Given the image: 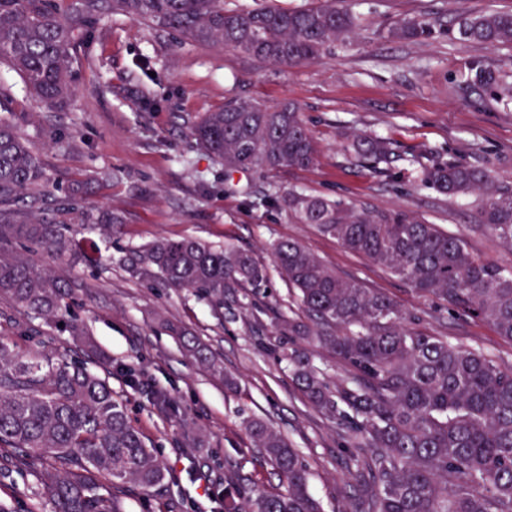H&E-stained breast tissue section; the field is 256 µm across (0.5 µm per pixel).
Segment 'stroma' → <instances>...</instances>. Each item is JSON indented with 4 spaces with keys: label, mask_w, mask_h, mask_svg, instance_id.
I'll return each instance as SVG.
<instances>
[{
    "label": "stroma",
    "mask_w": 512,
    "mask_h": 512,
    "mask_svg": "<svg viewBox=\"0 0 512 512\" xmlns=\"http://www.w3.org/2000/svg\"><path fill=\"white\" fill-rule=\"evenodd\" d=\"M358 26L346 43L313 63L279 67L221 45L175 43L167 31L116 14L95 25L80 58V79L62 108L33 100L18 75L0 66V119L13 122L40 157L52 183L85 201L93 214L122 222L106 239L73 214H60L80 244L95 242L94 264L58 262L70 301L97 345L91 364L109 376L129 416L162 455L164 485L149 494L120 490L125 512H221L226 481L259 488L279 483L255 448L243 415L278 429L311 467L310 485L325 512H343L354 489L335 427L309 403L279 364L275 317L294 299L271 274L268 289L237 320L210 297L169 290L135 278L127 252L157 237L231 243L270 264L272 244L289 239L334 268L393 299L413 328L476 347L512 364V342L450 303L424 297L388 269L349 252L286 207L256 204L268 187L340 198L356 206L403 212L462 236L478 258L512 271V248L477 222L480 195L451 198L420 186L428 156L486 168L496 185L512 187V100L472 82L474 67L512 85V47L456 37L393 41L387 28L405 18L432 17L450 27L463 16L512 11V0H351ZM152 61L150 74L136 66ZM233 96L268 107L297 103L318 146L314 165L239 175L251 194L228 192L220 168L191 137L204 112ZM155 101L147 111L143 101ZM369 132L412 149L416 162L371 169L341 149L342 133ZM204 343L238 382L227 389L182 346L171 326ZM141 367L129 383L121 367Z\"/></svg>",
    "instance_id": "obj_1"
}]
</instances>
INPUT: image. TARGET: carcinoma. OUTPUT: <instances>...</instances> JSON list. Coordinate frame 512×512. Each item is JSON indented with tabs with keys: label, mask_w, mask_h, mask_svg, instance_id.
I'll return each mask as SVG.
<instances>
[{
	"label": "carcinoma",
	"mask_w": 512,
	"mask_h": 512,
	"mask_svg": "<svg viewBox=\"0 0 512 512\" xmlns=\"http://www.w3.org/2000/svg\"><path fill=\"white\" fill-rule=\"evenodd\" d=\"M120 13L196 43L220 44L274 65L318 59L357 27L345 0L302 9L239 12L224 0H0V64H7L43 104L61 107L74 91L78 48L91 28ZM437 22L402 19L387 38L415 40ZM456 33L491 47L512 46V11L462 17ZM190 133L224 169L237 173L309 167L318 148L298 105L267 107L240 98L205 112ZM344 149L370 168L396 158L376 135H350ZM420 182L450 197L483 194L478 223L512 246V188L456 161L421 166ZM45 168L14 125L0 120V299L45 321L9 322L0 331V448L33 477L36 509L28 512H123L113 490L154 491L167 468L133 424L109 377L70 351H53L55 333L94 353L85 324L71 312L68 285L50 264L16 250L25 242L52 259L75 253L67 225L44 216ZM303 224L384 266L422 295L442 298L512 341V272L475 257L460 235L413 217L371 212L342 200L298 191L264 193ZM57 210L81 216L112 235L116 214L96 217L65 196ZM272 262L288 281L298 311L280 312L281 337L301 344L276 350L307 400L336 423L354 481L350 512H512V365L479 348L409 328L388 296L344 278L296 241L272 246ZM133 276L150 274L163 288L194 289L224 304L238 288L258 294L268 267L232 245L157 238L125 258ZM16 336L27 337L21 347ZM318 354L346 373L328 380ZM245 429L276 470L274 490L229 482L223 512H323L309 490V467L288 439L249 417Z\"/></svg>",
	"instance_id": "obj_1"
}]
</instances>
